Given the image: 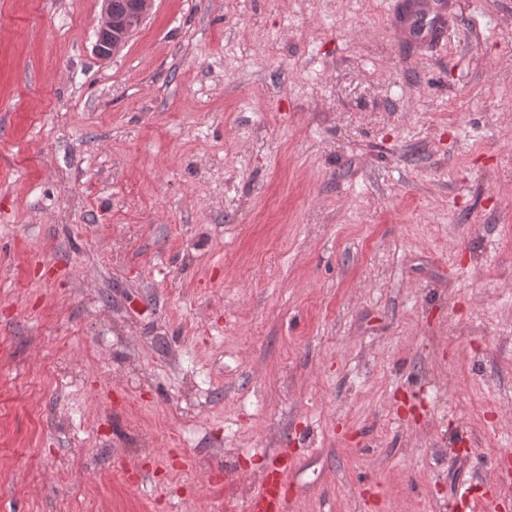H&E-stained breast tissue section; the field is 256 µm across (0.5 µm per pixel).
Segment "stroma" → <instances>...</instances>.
I'll return each mask as SVG.
<instances>
[{
    "label": "stroma",
    "mask_w": 512,
    "mask_h": 512,
    "mask_svg": "<svg viewBox=\"0 0 512 512\" xmlns=\"http://www.w3.org/2000/svg\"><path fill=\"white\" fill-rule=\"evenodd\" d=\"M0 0V512H469L512 456V0ZM154 0H132L128 14L112 13L122 11L130 0H102L101 18L96 30V41L93 45L95 55L101 59H109L119 47L141 25L151 9ZM399 31L416 44L443 39L448 28L445 0H402L396 18ZM288 461L273 471L272 478L261 485L249 501V512H280L288 500Z\"/></svg>",
    "instance_id": "1"
}]
</instances>
